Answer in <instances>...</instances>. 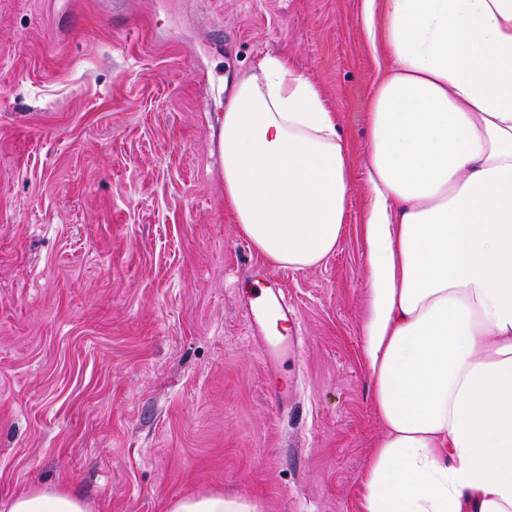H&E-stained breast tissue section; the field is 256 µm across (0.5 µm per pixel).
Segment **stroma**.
I'll return each mask as SVG.
<instances>
[{
  "mask_svg": "<svg viewBox=\"0 0 512 512\" xmlns=\"http://www.w3.org/2000/svg\"><path fill=\"white\" fill-rule=\"evenodd\" d=\"M362 0H0V501L92 512L214 493L363 512L384 428L365 353ZM280 55L336 114L351 177L334 252L272 267L224 207L219 133ZM277 271L298 356L264 364L235 281ZM2 512H91L77 493L32 489L1 502Z\"/></svg>",
  "mask_w": 512,
  "mask_h": 512,
  "instance_id": "obj_1",
  "label": "stroma"
}]
</instances>
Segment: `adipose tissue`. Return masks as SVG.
<instances>
[{
	"label": "adipose tissue",
	"mask_w": 512,
	"mask_h": 512,
	"mask_svg": "<svg viewBox=\"0 0 512 512\" xmlns=\"http://www.w3.org/2000/svg\"><path fill=\"white\" fill-rule=\"evenodd\" d=\"M370 94L366 355L385 426L364 512H512V0H364ZM224 201L271 264L318 265L348 157L315 84L265 57L220 134ZM0 512H91L32 489Z\"/></svg>",
	"instance_id": "adipose-tissue-1"
}]
</instances>
